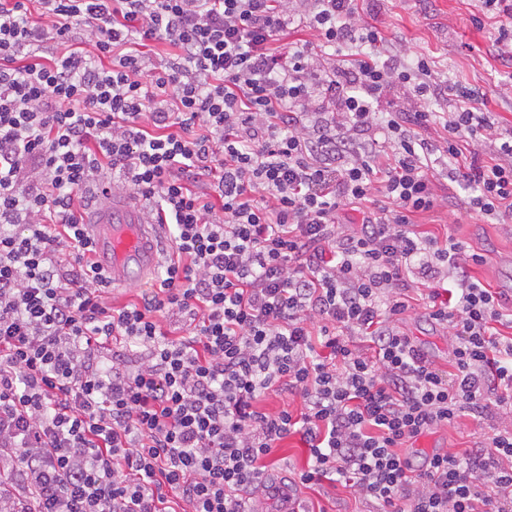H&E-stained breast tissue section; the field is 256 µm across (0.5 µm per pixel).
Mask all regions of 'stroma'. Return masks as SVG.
Instances as JSON below:
<instances>
[{"label":"stroma","instance_id":"obj_1","mask_svg":"<svg viewBox=\"0 0 512 512\" xmlns=\"http://www.w3.org/2000/svg\"><path fill=\"white\" fill-rule=\"evenodd\" d=\"M478 14V0H380L367 20L387 37L403 44L411 57H425L449 84L486 92L488 110L512 128V100L493 94L495 85L512 82V68L505 66L493 50L497 36L495 21L489 19L484 27H476L473 19ZM415 221L421 230L440 238L453 236L483 255V263L470 264L471 275L486 287L512 294L511 230L470 217L462 201L453 208L437 205L418 214ZM411 295V307L397 326L441 370H448L446 330L430 319L425 290H412ZM494 425L491 417L479 427L461 419L454 427L419 438L409 455L417 461L426 454L448 448L465 451L484 442ZM307 459L308 450L299 436H290L269 462L266 475L277 486L287 487L288 483L296 482ZM297 495L305 512H374L371 503L336 481L325 480L312 488L298 485Z\"/></svg>","mask_w":512,"mask_h":512}]
</instances>
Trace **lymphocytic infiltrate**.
I'll return each instance as SVG.
<instances>
[{
    "mask_svg": "<svg viewBox=\"0 0 512 512\" xmlns=\"http://www.w3.org/2000/svg\"><path fill=\"white\" fill-rule=\"evenodd\" d=\"M30 2L0 0V512H256L292 435L301 485L339 477L376 512H512V297L413 221L442 155L470 214L512 222V129L486 95L405 63L364 18L377 0H38L47 27ZM87 189L155 204L174 245L119 309ZM417 279L452 376L396 327ZM273 395L300 411H262ZM492 413L467 454H405Z\"/></svg>",
    "mask_w": 512,
    "mask_h": 512,
    "instance_id": "obj_1",
    "label": "lymphocytic infiltrate"
}]
</instances>
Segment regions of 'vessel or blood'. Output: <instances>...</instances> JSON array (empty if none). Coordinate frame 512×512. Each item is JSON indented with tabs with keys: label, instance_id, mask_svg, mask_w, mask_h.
Segmentation results:
<instances>
[{
	"label": "vessel or blood",
	"instance_id": "1",
	"mask_svg": "<svg viewBox=\"0 0 512 512\" xmlns=\"http://www.w3.org/2000/svg\"><path fill=\"white\" fill-rule=\"evenodd\" d=\"M84 233L92 244L93 262L114 287L146 283L161 264V227L130 199H115L95 210Z\"/></svg>",
	"mask_w": 512,
	"mask_h": 512
}]
</instances>
